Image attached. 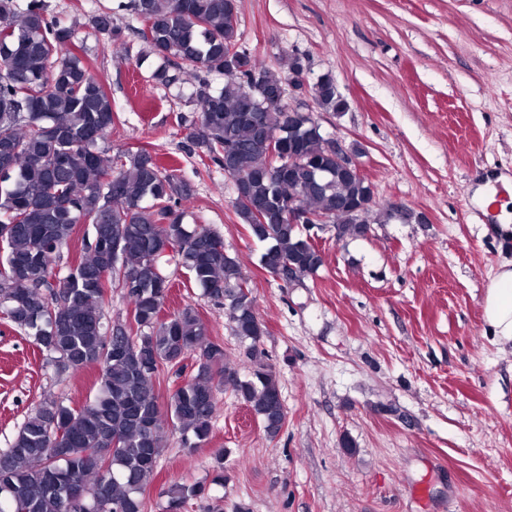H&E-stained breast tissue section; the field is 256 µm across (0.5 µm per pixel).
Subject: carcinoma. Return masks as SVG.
I'll list each match as a JSON object with an SVG mask.
<instances>
[{
  "mask_svg": "<svg viewBox=\"0 0 512 512\" xmlns=\"http://www.w3.org/2000/svg\"><path fill=\"white\" fill-rule=\"evenodd\" d=\"M142 26L134 34L161 64L152 73L170 86L179 73L193 76L196 118L187 140L234 179L246 201L234 204L249 234L293 266L290 282L315 273L321 252L298 224L288 223L290 195L326 216L336 237L358 235L349 208L370 194L367 182L341 175L317 185L311 168L336 170V153L319 129H309L307 164L279 163L296 146L288 141L286 78L263 68L238 41L237 0H127ZM45 0H0V313L32 338L57 370L96 364L100 385L80 406L47 400L31 412L10 446L0 452V512H144L143 491L153 477L165 428L182 445L209 440L216 410V377L235 372L224 347L212 340L189 305L162 316L170 292L164 265L178 260L204 296L224 301L240 338L257 345L265 333L238 259L221 236L185 222L180 201L187 184L157 154L103 146L120 120L104 81L75 43V29L48 17ZM115 51L130 56L133 45L112 23L95 17ZM68 48L60 54L62 48ZM221 77L224 85L212 86ZM330 74L308 93L325 112L344 105ZM87 224L92 240L63 276L53 274L76 228ZM176 246L172 253L163 242ZM121 285L139 335L105 322V281ZM199 355L197 372L178 386L161 409L153 377ZM230 388L260 419L266 435L281 431V393L275 374L254 363L250 377ZM206 495L202 484L175 483L165 512H181Z\"/></svg>",
  "mask_w": 512,
  "mask_h": 512,
  "instance_id": "obj_1",
  "label": "carcinoma"
}]
</instances>
